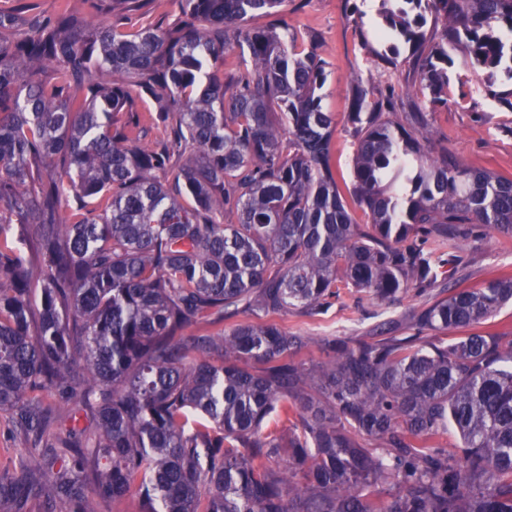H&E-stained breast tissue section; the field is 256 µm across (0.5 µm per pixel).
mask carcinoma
Returning a JSON list of instances; mask_svg holds the SVG:
<instances>
[{
  "mask_svg": "<svg viewBox=\"0 0 512 512\" xmlns=\"http://www.w3.org/2000/svg\"><path fill=\"white\" fill-rule=\"evenodd\" d=\"M151 2L0 9V411L30 443L0 471V512H24L48 475L63 512L134 489L140 512H512V342L477 330L512 275L438 288L473 227L512 236V178L433 156L422 111L448 103L452 51L512 109L495 88L505 59L512 82V0H382L377 57L395 66L407 45L423 99L404 125L353 87L348 197L326 64L251 25L287 0H178L166 28ZM230 53L242 71L225 73ZM342 288L438 293L414 335L383 323L309 363L313 339L272 318Z\"/></svg>",
  "mask_w": 512,
  "mask_h": 512,
  "instance_id": "obj_1",
  "label": "carcinoma"
}]
</instances>
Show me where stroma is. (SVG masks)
Instances as JSON below:
<instances>
[{
    "label": "stroma",
    "instance_id": "obj_1",
    "mask_svg": "<svg viewBox=\"0 0 512 512\" xmlns=\"http://www.w3.org/2000/svg\"><path fill=\"white\" fill-rule=\"evenodd\" d=\"M381 0H288L277 16L279 24L311 36L312 47L326 64L328 80L323 88L324 104L335 115L332 137L333 160L339 185L353 176L356 138L348 121L351 89L355 83H374L393 95L397 109L409 111L418 91L414 70L407 55L397 67L381 70L373 63V50L382 49L376 37L381 24ZM487 75L463 64L461 53H453L448 66V102L437 106L431 124L437 132L434 149L448 148L467 166L512 177V111L484 96L481 87ZM453 289L478 288L504 273H512V238L486 234L476 228L458 252ZM434 299L432 292H409L398 299L381 302L354 289H341L337 298L321 311L293 309L278 317L286 331L314 338L303 355L317 361L322 357L317 342L324 338L353 341L369 335L377 324L397 319L399 335H410L403 321L411 311L422 309ZM29 442L16 427L12 415L0 411V470L18 469L27 455Z\"/></svg>",
    "mask_w": 512,
    "mask_h": 512
}]
</instances>
